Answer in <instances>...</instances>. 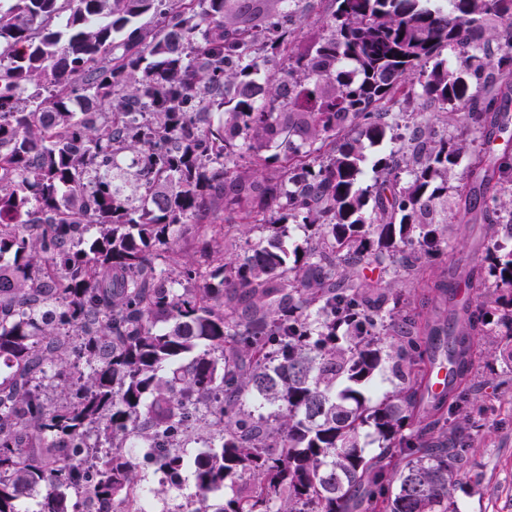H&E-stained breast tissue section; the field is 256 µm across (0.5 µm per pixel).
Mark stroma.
I'll return each mask as SVG.
<instances>
[{"label":"stroma","mask_w":512,"mask_h":512,"mask_svg":"<svg viewBox=\"0 0 512 512\" xmlns=\"http://www.w3.org/2000/svg\"><path fill=\"white\" fill-rule=\"evenodd\" d=\"M505 114L506 130H495L489 138L467 136L458 164L448 173L449 187H456L465 177L467 164L473 157L512 148V91L507 94ZM439 217L450 225L448 248L439 257L423 260L410 291L414 306L425 319L432 316L436 307L434 283H454L456 266L482 265L489 246L486 225L469 218L459 219L454 205H445ZM489 331V336L481 342L485 357L477 361L474 373L483 386L482 394L490 409L483 417L480 437L468 452L467 469L453 493L454 512H512V390H496L495 385L503 378L507 366L500 360L487 358L505 330L493 324Z\"/></svg>","instance_id":"stroma-1"}]
</instances>
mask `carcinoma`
I'll list each match as a JSON object with an SVG mask.
<instances>
[{
	"mask_svg": "<svg viewBox=\"0 0 512 512\" xmlns=\"http://www.w3.org/2000/svg\"><path fill=\"white\" fill-rule=\"evenodd\" d=\"M299 2L0 0V512H78L88 481L121 499L151 444L158 468L190 466L197 512H448L487 318L512 348V250L494 248L481 300L415 331L407 288L448 248L433 214L461 143L396 108L419 97L489 133L512 0H327L328 35L295 52ZM404 116L368 220L365 143ZM476 178L457 215L512 230V156ZM288 220L311 229L292 257ZM182 232L199 260L175 257ZM442 336L454 380L426 407ZM385 362L399 384L374 402ZM189 421L209 439L190 460L157 442Z\"/></svg>",
	"mask_w": 512,
	"mask_h": 512,
	"instance_id": "1",
	"label": "carcinoma"
}]
</instances>
